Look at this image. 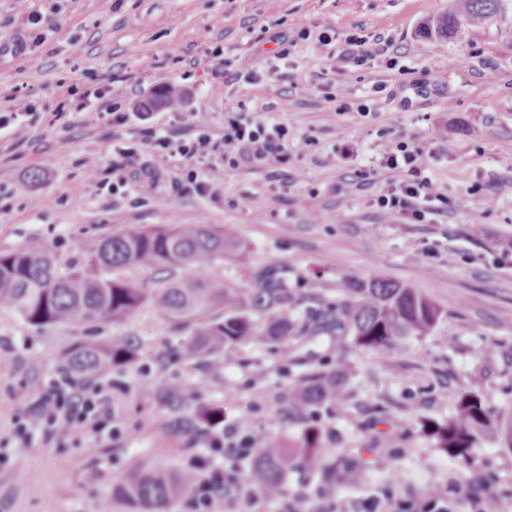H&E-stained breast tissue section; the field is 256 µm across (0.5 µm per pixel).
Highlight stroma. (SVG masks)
<instances>
[{
    "mask_svg": "<svg viewBox=\"0 0 512 512\" xmlns=\"http://www.w3.org/2000/svg\"><path fill=\"white\" fill-rule=\"evenodd\" d=\"M450 0H30L18 11L0 0V113L14 92L34 114L24 140L0 133V254L45 245L61 267L80 268L113 234L141 225L232 226L236 250L206 270L235 288L254 287L258 270L281 265L300 294L298 314L346 304V281L380 277L426 295L442 314L426 336L389 351L321 333L278 343L246 340L220 360H186L184 335L149 307L99 328L130 337L135 360L112 372L126 386L113 408L118 436L95 444L35 433L18 450L14 424L44 381L61 371L76 333L39 328L0 309V512H129L112 487L132 469L182 470L213 432L250 423L299 436L309 416L290 391L301 374L341 371L343 390L318 411L325 458H349L354 479L329 481L293 463L288 498L327 490L336 512H366L377 497L421 503L426 488L448 497V512H470L469 471L488 494L512 500V450L479 439L468 461L448 456L434 435L474 391L512 411V20L478 34L424 35ZM308 39H299V32ZM327 34L329 44L318 40ZM386 53L365 65L346 55L347 36ZM296 40L282 49L285 37ZM251 62L256 79L240 76ZM224 80H217L214 68ZM180 89L181 110L210 115L221 139L232 113L288 128V161L269 167L209 160L214 193H178L182 156L145 148L134 176L112 191L90 180L83 161L99 158L112 178V140L137 139L134 117L149 103L173 142L186 120L157 92ZM102 89L130 113L123 126L99 118L100 103L75 102L70 88ZM369 106L366 115L341 103ZM405 143L448 197L424 221L380 209L395 176L380 165L386 147ZM392 471L375 468V458Z\"/></svg>",
    "mask_w": 512,
    "mask_h": 512,
    "instance_id": "1",
    "label": "stroma"
}]
</instances>
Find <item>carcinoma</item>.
<instances>
[{
	"label": "carcinoma",
	"mask_w": 512,
	"mask_h": 512,
	"mask_svg": "<svg viewBox=\"0 0 512 512\" xmlns=\"http://www.w3.org/2000/svg\"><path fill=\"white\" fill-rule=\"evenodd\" d=\"M503 0H456L448 13L430 28L443 36L462 26L482 28L502 15ZM237 246L232 230L222 225L180 224L131 228L106 239L94 253L88 270L63 271L53 255L33 243L0 254V308L18 312L28 323L40 327L62 326L81 336L61 354L63 365L77 373L105 372L122 367L136 357L127 336L100 340L99 326L117 322L148 305L176 329L192 330L184 346L185 356H217L244 340L340 333L350 328L356 346L387 350L409 339L424 336L441 312L427 296L413 288L383 279L368 283H345L354 297L336 313L310 312L294 317L299 297L293 293L280 266L269 263L257 275L256 285L236 292L222 278H199L203 271ZM125 268L167 273L153 288L114 277ZM266 315L261 331L252 316ZM343 379L334 373H312L291 394L293 405L316 411L336 399ZM438 445L449 454L468 459L469 449L482 435L493 434L512 448V412L495 413L475 392L458 395L456 414L434 429ZM320 431L309 424L291 443L270 434L254 463L259 490L266 496L283 492L284 476L295 460L312 470L340 474L348 468L342 459H324ZM189 473L158 465L131 471L112 486V498L126 503L131 512H171L173 504L190 491Z\"/></svg>",
	"instance_id": "obj_1"
}]
</instances>
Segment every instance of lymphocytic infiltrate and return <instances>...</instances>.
<instances>
[{"label": "lymphocytic infiltrate", "instance_id": "obj_1", "mask_svg": "<svg viewBox=\"0 0 512 512\" xmlns=\"http://www.w3.org/2000/svg\"><path fill=\"white\" fill-rule=\"evenodd\" d=\"M140 118L146 123L140 142L119 141L113 148L119 158L112 167L116 184H124L122 164L131 161L143 144L162 155L189 158L190 166L182 168L174 186L179 192L200 196L213 189L211 170L204 161L219 147L240 148L241 158L270 166L284 163L287 156L288 128L280 122L262 123L235 115L228 119L221 141L216 142L209 134L208 115L194 112L187 126L192 141L175 145L149 126V113H141ZM418 161V153L402 145L383 152L381 166L398 173L401 180L390 193L378 198L380 208L421 221L426 217V202L443 201V193L424 176ZM40 429L62 432L75 441L114 434L110 397L104 384H81L66 374L51 376L32 412L16 424L15 435L21 448H29L33 434ZM262 435V429L242 425L212 434L204 452L191 458L185 467L193 477L185 500L187 512H225L226 507L238 502L255 501V494L241 475L240 464L255 457Z\"/></svg>", "mask_w": 512, "mask_h": 512}]
</instances>
